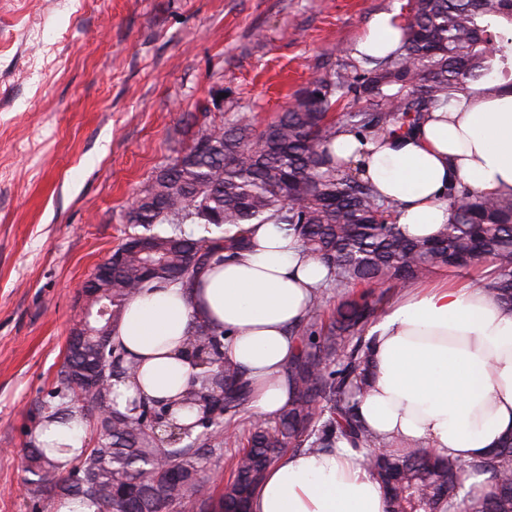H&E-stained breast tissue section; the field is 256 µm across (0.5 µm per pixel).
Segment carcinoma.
I'll list each match as a JSON object with an SVG mask.
<instances>
[{
    "label": "carcinoma",
    "instance_id": "cac0c4a2",
    "mask_svg": "<svg viewBox=\"0 0 512 512\" xmlns=\"http://www.w3.org/2000/svg\"><path fill=\"white\" fill-rule=\"evenodd\" d=\"M401 49L362 58L315 79L295 103L256 131L252 119L202 125L192 143L137 192L127 212L130 232L113 253L112 287L95 304L82 349L71 347L60 389L43 407L42 424H83L95 415L97 436L66 464V448L26 449L34 512L40 503H80L96 512H232L252 496L284 449L322 450L344 439L376 448L369 470L386 512L452 509L473 475L489 489L467 495V512H512V434L477 461L461 463L423 448L403 453L370 432L357 414L371 375V339L384 295L439 271L491 261L489 290L512 308V195L488 197L460 183L448 191L452 220L432 239L409 238L396 206L336 160L328 146L349 127L365 137L409 134L425 115L459 94L495 97L512 90V0H408ZM349 103L342 104V101ZM364 102L357 109L353 105ZM346 111L332 115L339 105ZM289 225L301 246L333 272L331 285L348 294L328 322H314L321 295L295 331L299 352L288 366L291 396L272 427L253 424L242 439L231 420L250 399L244 371L224 355V331L196 323L188 338L202 366L179 404L200 416L183 431L168 422L170 405L133 402L119 410L112 381L131 370L112 337L128 301L145 288L189 287L213 261L249 246L247 224ZM240 447L232 480L221 493L202 476L212 448Z\"/></svg>",
    "mask_w": 512,
    "mask_h": 512
}]
</instances>
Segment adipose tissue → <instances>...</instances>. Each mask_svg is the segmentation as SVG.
<instances>
[{
    "label": "adipose tissue",
    "instance_id": "1",
    "mask_svg": "<svg viewBox=\"0 0 512 512\" xmlns=\"http://www.w3.org/2000/svg\"><path fill=\"white\" fill-rule=\"evenodd\" d=\"M402 27L396 13L376 14L357 55L396 51ZM333 151L396 202L404 234L430 237L450 220L452 183L512 194V93L460 96L408 136L364 141L346 128ZM248 236L246 251L206 269L191 288H155L127 304L114 336L137 370L114 385L118 406L133 397L172 399L190 386L195 371L184 341L196 320L223 329L226 355L252 386L256 416L272 420L287 406L286 367L299 346L293 330L330 270L278 225H249ZM367 335L370 390L357 412L396 448L469 462L512 431V311L491 291L444 283L406 289ZM366 455L344 441L290 452L267 470L250 512H385Z\"/></svg>",
    "mask_w": 512,
    "mask_h": 512
}]
</instances>
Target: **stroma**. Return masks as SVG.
I'll list each match as a JSON object with an SVG mask.
<instances>
[{"instance_id": "obj_1", "label": "stroma", "mask_w": 512, "mask_h": 512, "mask_svg": "<svg viewBox=\"0 0 512 512\" xmlns=\"http://www.w3.org/2000/svg\"><path fill=\"white\" fill-rule=\"evenodd\" d=\"M0 0V512L95 267L200 124L263 126L406 0ZM223 105H216V97Z\"/></svg>"}]
</instances>
